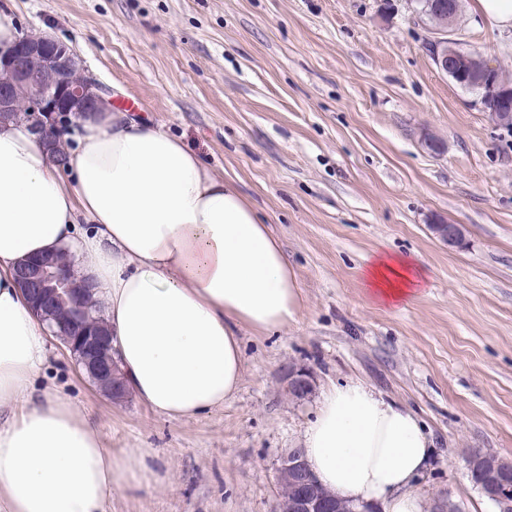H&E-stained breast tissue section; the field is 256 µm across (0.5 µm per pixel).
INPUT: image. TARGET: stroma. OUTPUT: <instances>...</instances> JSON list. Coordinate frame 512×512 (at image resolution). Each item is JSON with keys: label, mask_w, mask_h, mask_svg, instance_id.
Wrapping results in <instances>:
<instances>
[{"label": "stroma", "mask_w": 512, "mask_h": 512, "mask_svg": "<svg viewBox=\"0 0 512 512\" xmlns=\"http://www.w3.org/2000/svg\"><path fill=\"white\" fill-rule=\"evenodd\" d=\"M21 31L65 41L113 108L161 125L252 202L304 297L279 334L241 331L244 375L188 420L115 402L49 339L35 380L111 451L149 450L165 480L106 512H278L276 468L323 391L347 379L413 409L437 456L424 503L496 512L465 458L512 461V131L435 66L407 0H8ZM456 39L512 74V34L462 10ZM440 144L426 148L425 137ZM458 225L441 239L432 224ZM420 262L401 308L365 298L375 253ZM305 368L299 400L288 372Z\"/></svg>", "instance_id": "obj_1"}]
</instances>
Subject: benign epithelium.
<instances>
[{"instance_id": "7a95c632", "label": "benign epithelium", "mask_w": 512, "mask_h": 512, "mask_svg": "<svg viewBox=\"0 0 512 512\" xmlns=\"http://www.w3.org/2000/svg\"><path fill=\"white\" fill-rule=\"evenodd\" d=\"M437 18L431 41V56L436 67L459 81L468 78L473 67L483 76H493L497 65L477 50H464L452 38L462 8V0L426 4ZM112 104V90L98 83L81 69L77 56L63 42L28 32L19 36L13 52L0 56V124L19 118L43 144L62 159L61 133L68 124L100 107ZM20 291L34 315L64 350L76 359L87 377L114 401L129 397L119 378V361L111 336L99 332L96 318L89 313V295L96 290L89 277L78 275L73 261L30 257L15 271ZM73 311L69 321L51 314L58 303ZM288 391L297 399L307 397L312 384L303 370L288 373ZM472 483L489 498L497 512H512V464L491 453H472L466 458ZM280 486L295 488L291 499L281 498L280 512H381L363 504L344 503L326 492L310 468L302 448H290L278 466Z\"/></svg>"}]
</instances>
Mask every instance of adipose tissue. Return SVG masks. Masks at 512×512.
Returning <instances> with one entry per match:
<instances>
[{
  "instance_id": "obj_1",
  "label": "adipose tissue",
  "mask_w": 512,
  "mask_h": 512,
  "mask_svg": "<svg viewBox=\"0 0 512 512\" xmlns=\"http://www.w3.org/2000/svg\"><path fill=\"white\" fill-rule=\"evenodd\" d=\"M63 246L88 260L130 389L169 418L222 407L242 379L240 327L281 332L303 305L269 224L161 127L110 109L91 114L61 167L26 122L0 125V499L8 512H106L113 493L148 491L159 479L143 451L109 452L53 390L32 389L47 338L13 271ZM364 278L373 301L389 306L418 295L425 274L384 252ZM303 448L331 493L382 512H423L413 487L435 459L434 442L416 413L363 382L325 392Z\"/></svg>"
}]
</instances>
